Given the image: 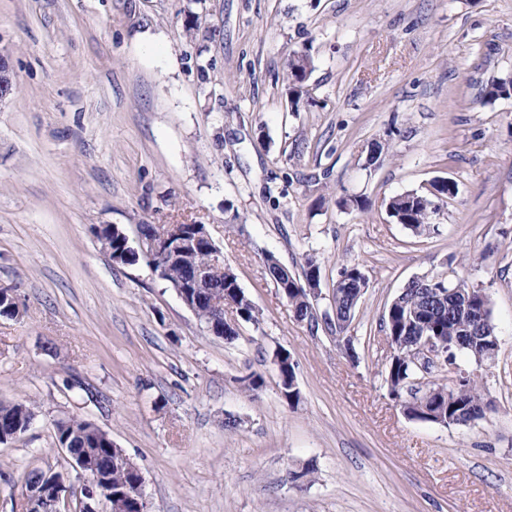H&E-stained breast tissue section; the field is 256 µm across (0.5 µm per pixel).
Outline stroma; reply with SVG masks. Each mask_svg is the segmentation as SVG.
<instances>
[{"label": "stroma", "instance_id": "stroma-1", "mask_svg": "<svg viewBox=\"0 0 512 512\" xmlns=\"http://www.w3.org/2000/svg\"><path fill=\"white\" fill-rule=\"evenodd\" d=\"M308 49L292 105L290 52ZM0 402L36 417L0 445V512L36 468L66 471L54 423L92 420L140 468L150 512H512V0H0ZM384 145L368 160L373 142ZM457 182L433 230L389 198ZM368 201L360 212L338 205ZM201 224L260 314L233 342L207 332L147 258L112 264L92 233ZM322 260L317 314L343 266L368 278L358 360L310 330L265 271ZM491 299L494 411L413 421L389 393L380 319L416 277ZM295 364L282 398L277 350ZM264 385L245 391L242 377ZM235 418L237 429L224 427Z\"/></svg>", "mask_w": 512, "mask_h": 512}]
</instances>
